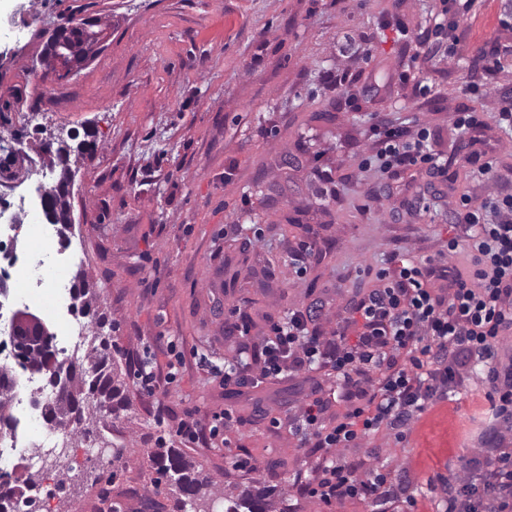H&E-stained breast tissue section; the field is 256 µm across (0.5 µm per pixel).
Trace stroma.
Returning a JSON list of instances; mask_svg holds the SVG:
<instances>
[{
	"label": "stroma",
	"instance_id": "obj_1",
	"mask_svg": "<svg viewBox=\"0 0 512 512\" xmlns=\"http://www.w3.org/2000/svg\"><path fill=\"white\" fill-rule=\"evenodd\" d=\"M71 15L101 19L105 42L60 80L41 58ZM442 26L455 46L431 44ZM509 100L512 0H474L465 14L448 0H0V180L12 198L53 185L43 146L73 132L62 249L100 292L133 400L119 469L81 444L36 465L41 512H177L168 486L150 485L160 436L220 485L200 512H224L223 487L248 483L272 492L275 512H329L297 492L324 456L288 419L320 398L335 425L347 404L332 396L334 371L286 370L239 390L224 369L293 313L315 311L333 331L339 306L375 287L393 256L422 261L465 238L455 201L512 194V131L494 119ZM330 110L333 121L319 120ZM462 111L482 113L484 127L462 132ZM380 122L427 128L444 177L366 166ZM88 141L96 151L81 154ZM474 151L491 173L467 163ZM291 153L295 171L280 163ZM314 238L328 255L297 263ZM228 316L248 335L225 329ZM227 408L218 435L178 437L180 422L208 427ZM491 422L475 381L422 414L406 442L382 431L347 454L416 488Z\"/></svg>",
	"mask_w": 512,
	"mask_h": 512
}]
</instances>
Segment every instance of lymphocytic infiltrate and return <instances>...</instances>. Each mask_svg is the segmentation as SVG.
<instances>
[{"mask_svg": "<svg viewBox=\"0 0 512 512\" xmlns=\"http://www.w3.org/2000/svg\"><path fill=\"white\" fill-rule=\"evenodd\" d=\"M375 134L371 160L380 170L420 165L437 172L427 129L379 127ZM455 211L468 230V274L450 263L462 245L455 239L422 262L398 255L377 273L376 288L342 307L334 337L295 314L262 339L260 378L324 363L349 404L335 426H323L317 399L293 423L304 447L330 455L315 480L300 483L301 495L331 508L354 498L381 507L403 499L416 508L415 494L400 497L386 474L366 470L345 452L383 428L405 440L413 420L463 388L468 371L479 366L495 424L479 447L461 455L449 474L430 476L426 487L438 493L441 512H512V448L504 444L512 434V363L496 360L498 347L512 337V194L477 210L463 198ZM352 324L359 328L353 339Z\"/></svg>", "mask_w": 512, "mask_h": 512, "instance_id": "obj_1", "label": "lymphocytic infiltrate"}]
</instances>
